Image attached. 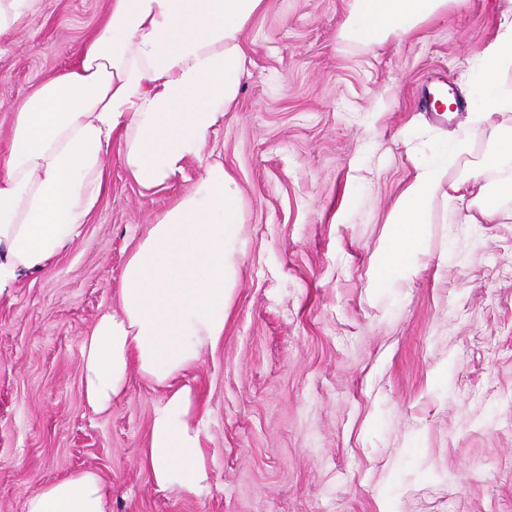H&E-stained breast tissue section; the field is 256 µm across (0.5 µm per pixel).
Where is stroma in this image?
<instances>
[{
    "label": "stroma",
    "instance_id": "1",
    "mask_svg": "<svg viewBox=\"0 0 512 512\" xmlns=\"http://www.w3.org/2000/svg\"><path fill=\"white\" fill-rule=\"evenodd\" d=\"M505 3L450 0L368 44L341 36L350 0H266L236 108L181 179L144 191L109 154L82 234L0 298V512L86 469L112 512H512V202L490 224L435 202L416 273L368 285L413 157L476 108ZM106 10L43 0L0 33V163L19 103ZM215 161L242 189L245 257L224 339L187 374L208 476L161 489L141 465L161 390L132 375L92 414L81 345L142 225Z\"/></svg>",
    "mask_w": 512,
    "mask_h": 512
}]
</instances>
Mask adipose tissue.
I'll list each match as a JSON object with an SVG mask.
<instances>
[{"label": "adipose tissue", "mask_w": 512, "mask_h": 512, "mask_svg": "<svg viewBox=\"0 0 512 512\" xmlns=\"http://www.w3.org/2000/svg\"><path fill=\"white\" fill-rule=\"evenodd\" d=\"M449 0H352L345 34L367 42L408 35ZM265 0H109L105 22L79 62L45 76L13 114L0 170V297L80 236L105 187V158L118 149L129 176L150 190L182 176L233 111L249 61L243 34ZM484 57L477 114L458 131L452 155L415 165L389 217L388 244L372 260L375 284L414 272L437 196L465 202V220L496 218L512 200V122L484 128L486 114L512 112V19ZM487 147L470 157L476 138ZM464 158L447 178L449 157ZM242 190L223 164L207 165L190 190L144 225L113 293L82 341L88 408L107 413L131 373L162 390L143 458L158 487L194 490L206 478L203 431L182 378L224 337L240 267ZM112 488L92 470L29 494L26 512H108Z\"/></svg>", "instance_id": "obj_1"}]
</instances>
